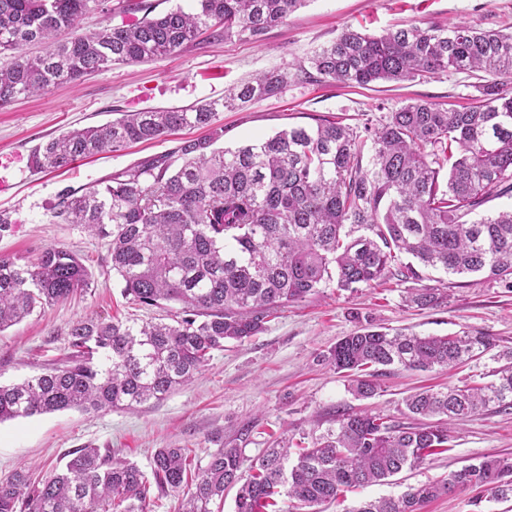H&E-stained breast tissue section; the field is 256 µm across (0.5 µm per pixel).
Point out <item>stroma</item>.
Wrapping results in <instances>:
<instances>
[{
	"instance_id": "obj_1",
	"label": "stroma",
	"mask_w": 512,
	"mask_h": 512,
	"mask_svg": "<svg viewBox=\"0 0 512 512\" xmlns=\"http://www.w3.org/2000/svg\"><path fill=\"white\" fill-rule=\"evenodd\" d=\"M412 21L464 23L480 30L512 32V0H305L262 40L246 36L207 38L174 56L133 66L115 65L75 83H62L38 97H19L0 108V214L9 225L0 230V255L18 264L31 262L45 247L80 256L93 276L90 290L46 307L0 332V382L9 384L39 374L64 356L71 325L87 317L159 320L166 310L144 308L122 294L123 283L111 270L105 241L74 224L58 223L52 209L66 189L101 186L114 173L176 150L193 138L182 130L161 139L133 144L75 162L63 173L38 172L30 165L39 144L75 128L112 121L125 112L186 107L219 100L228 86L259 73H288L275 95L242 103L219 113L224 144L234 148L291 126H316L328 119L356 124L412 99L469 104L483 77L448 71L412 82H378L344 88L329 80L297 77L320 48L349 27L370 34ZM423 288H444L446 302L436 308L410 303L409 285L389 281L350 293L335 284L319 288L304 301L280 309L257 336L225 343L189 384L164 400L132 410L85 413L64 410L0 423V479L30 469L34 478L61 468L69 451L109 448L149 470L158 448H189L205 464L216 448L244 444L250 457L292 440L312 444L336 410L369 408L406 421L403 400L423 386L486 383L498 368L491 356L444 372H410L385 367L376 395L361 401L346 379L323 361L338 340L372 323L386 331L420 336L470 332L494 337L499 349L512 350V290L484 274L448 275L428 269ZM448 453L390 481L346 493L324 512H352L361 502L399 496L407 486L446 478L450 472L486 456L512 462V414L486 412L449 423ZM422 512H512V500L461 490L428 502Z\"/></svg>"
}]
</instances>
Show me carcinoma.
Returning a JSON list of instances; mask_svg holds the SVG:
<instances>
[{
	"instance_id": "cac0c4a2",
	"label": "carcinoma",
	"mask_w": 512,
	"mask_h": 512,
	"mask_svg": "<svg viewBox=\"0 0 512 512\" xmlns=\"http://www.w3.org/2000/svg\"><path fill=\"white\" fill-rule=\"evenodd\" d=\"M106 0H0V108L42 95L114 64L174 54L206 30L259 41L305 0H197V8L144 14L135 23L78 33L83 18L107 13ZM41 44L29 55L24 47ZM448 70L487 80L468 107L410 101L363 131L323 121L234 150L221 147L218 112L276 94L288 73L270 70L185 108L125 113L37 145V171H66L79 158L158 140L186 127L206 134L112 175L104 187L65 190L54 217L105 241L123 295L143 307L181 305L173 323L87 318L68 331L67 356L21 382L0 385V422L68 409L110 411L159 402L191 383L224 343L263 332L280 308L336 282L356 291L395 279L418 281L419 267L485 273L512 288V209L467 217L512 193V33L408 23L380 36L348 28L310 59L300 76L346 86L405 82ZM446 184H440L443 169ZM406 254L414 262H403ZM91 274L74 253L44 248L20 265L0 256V331L89 290ZM439 288H416L410 302L438 307ZM496 347L483 334H390L369 325L338 340L324 360L349 378L358 399L376 394L379 368L448 369ZM496 380L425 389L404 400L413 423L366 409L339 411L312 446L268 448L250 458L218 448L194 473L179 512H210L237 488L235 512H322L344 493L381 483L451 448L444 418L464 422L512 409V365ZM188 448L155 450L152 477L134 462L78 448L64 467L37 480L19 470L0 480V512H152L163 494L187 483ZM457 489L512 497V465L495 457L448 477L409 486L398 497L365 501L354 512H421ZM288 499V510L279 506Z\"/></svg>"
}]
</instances>
